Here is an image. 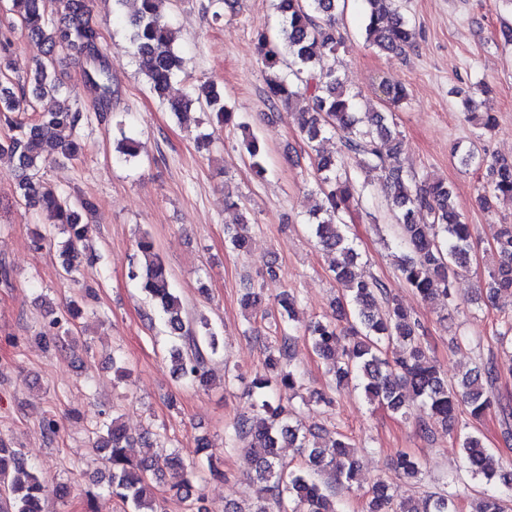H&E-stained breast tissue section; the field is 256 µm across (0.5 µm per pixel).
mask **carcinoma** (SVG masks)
<instances>
[{
    "label": "carcinoma",
    "instance_id": "obj_1",
    "mask_svg": "<svg viewBox=\"0 0 512 512\" xmlns=\"http://www.w3.org/2000/svg\"><path fill=\"white\" fill-rule=\"evenodd\" d=\"M10 11L19 20L28 40L40 46L42 59L26 85L15 87L4 69L12 48L11 40L0 37V115L9 134L0 138V154L8 155L18 173L16 193L25 204L36 209L46 221V233H37L33 247L43 249L54 234L58 242L65 275L75 270V261L84 238L83 218L92 214L93 203L85 198L56 192L42 180L44 169L52 162L78 159L82 151L80 132L88 115L65 102L51 112H35L33 101L45 94L69 96L56 74L53 56L57 49L86 59L95 55L105 59L100 35L93 22L94 0H60L62 24L49 25L46 0H10ZM166 0H113V14L135 4L126 19L130 43L140 72L157 97L181 71L183 60L173 48L172 30L162 9ZM348 0H276L275 8L283 18L275 34L256 33L257 45L269 71L267 101L284 103L298 109V125L315 171L314 192L318 202L311 210L310 229L321 247L334 255L333 279L339 288L336 307L339 319L316 321L304 330L315 353L327 361L337 357L335 384L354 383L367 401L391 412L405 413L406 402L413 399L435 421L448 427L458 448L463 466L487 489L476 512H503L502 502L512 497V462L487 448L481 436L459 423L457 411L463 406L469 419L478 421L499 407L505 425L504 438H512V409L489 394L498 379L495 365L488 362L448 381L423 346V327L392 290L380 279L360 271V254L346 232L343 214L357 194L348 162L379 183L387 209L396 221L393 243L396 270L403 283L421 299L431 301L451 296V286L467 268L473 248L471 225L462 220L451 188L441 180L418 178L393 162L400 151V133L394 122V110L408 99L402 85L382 81L375 90L388 108L386 112H360L356 96L345 89L329 65L343 45L337 20L344 15ZM362 31L366 43L385 53H402L417 37L415 26L401 12L399 0H360ZM288 64L291 76L281 75ZM85 84L102 103L112 95L108 65L94 64L84 71ZM197 101L222 127L235 122L232 107L217 85L207 82L191 87L185 100H172L169 108L177 115L191 101ZM468 121L478 129L491 130L496 122L492 108L471 110ZM237 123V122H235ZM242 130L241 146L249 159L252 173L265 174L264 150L249 125L237 123ZM328 135H336L339 148L334 157L321 153L319 144ZM118 159L129 162L140 152V142L122 135L117 142ZM464 167L485 170L480 201L489 207L493 200L512 201V160L481 156L475 144L453 151ZM252 225L248 219L225 228L228 245L235 251L248 249ZM496 260L488 270L481 291L487 302L502 294L512 296V224H500L494 235ZM140 263L131 267L129 279L145 294L149 305L146 318L158 322L167 337L171 369L184 382L204 386L208 382L207 365L220 350L219 334L206 318H193L179 295L146 231L136 239ZM262 295L251 281L244 283L241 304L260 309ZM296 297L284 292L277 298L280 321L274 323V340L268 346L265 372L251 382L254 417L241 415L225 438V447L242 451L257 485L252 509L232 512H342L336 499V487L350 489L359 479V464L350 455V438L339 435L328 445L310 440L296 418V411L273 398L274 391L290 392L298 387V377L287 360L293 336ZM80 307L72 301L64 316L47 310L49 320L38 335L48 350L65 346V336L73 333L71 321L79 317ZM133 445L119 418H106L99 426L94 447L107 451L109 477L106 490L130 507V512H158L155 486L159 477H170V489L203 512L202 496L194 482L195 472L187 467L163 442L150 458L136 462L128 454ZM299 448L302 461L292 466L283 461L279 449ZM48 488L44 480L28 466L19 448L0 441V512H45ZM364 512H461L450 495L429 496L418 506L396 500L383 482L367 492Z\"/></svg>",
    "mask_w": 512,
    "mask_h": 512
}]
</instances>
